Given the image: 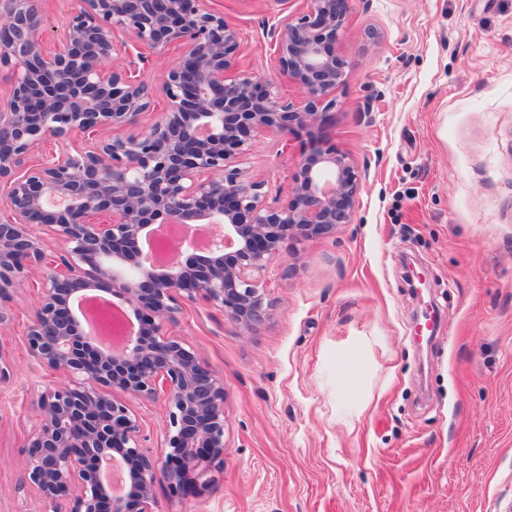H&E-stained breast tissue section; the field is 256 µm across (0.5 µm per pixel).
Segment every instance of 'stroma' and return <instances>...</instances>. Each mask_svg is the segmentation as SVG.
<instances>
[{
  "label": "stroma",
  "instance_id": "stroma-1",
  "mask_svg": "<svg viewBox=\"0 0 512 512\" xmlns=\"http://www.w3.org/2000/svg\"><path fill=\"white\" fill-rule=\"evenodd\" d=\"M240 33V70L274 71L268 33L304 0H205ZM346 78L325 122L262 133L268 192L319 139L365 170L352 223L284 241L271 316L245 329L204 301L175 330L224 380V459L154 512H512V0H354ZM39 290L0 329V512H50L24 449L64 383L27 348ZM163 453V400L126 397Z\"/></svg>",
  "mask_w": 512,
  "mask_h": 512
}]
</instances>
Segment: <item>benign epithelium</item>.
Masks as SVG:
<instances>
[{
	"mask_svg": "<svg viewBox=\"0 0 512 512\" xmlns=\"http://www.w3.org/2000/svg\"><path fill=\"white\" fill-rule=\"evenodd\" d=\"M352 5L306 0L273 27L278 74L304 93L297 107L275 81L237 71L238 31L203 0H81L56 52L45 49L54 30L35 0H0V64L12 71L0 97V327L11 291L39 274L28 349L72 378L42 396L25 448L51 512L62 500L67 512H153L157 475L178 496L224 458V381L173 326L199 299L246 329L265 322L264 285L284 240L352 223L362 175L336 149L307 145L285 203L243 167L262 132L325 120L345 80L335 47ZM120 32L140 49L179 50L159 85L117 64ZM159 98L161 118L138 127ZM106 126L131 133L96 140ZM73 137L92 146L44 149ZM171 225L206 226L207 248L153 262L145 244ZM36 226L51 228L61 250H46ZM88 295L134 312L121 347L86 330L78 302ZM115 392L164 399L163 460L141 448L139 420Z\"/></svg>",
	"mask_w": 512,
	"mask_h": 512,
	"instance_id": "benign-epithelium-1",
	"label": "benign epithelium"
}]
</instances>
